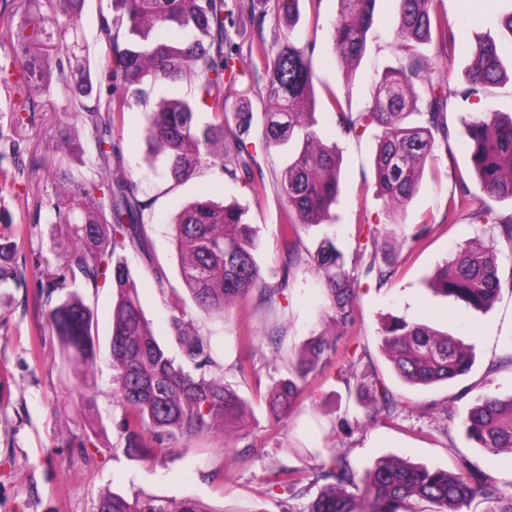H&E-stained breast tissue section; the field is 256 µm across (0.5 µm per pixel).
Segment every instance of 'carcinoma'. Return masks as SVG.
Listing matches in <instances>:
<instances>
[{
  "instance_id": "cac0c4a2",
  "label": "carcinoma",
  "mask_w": 512,
  "mask_h": 512,
  "mask_svg": "<svg viewBox=\"0 0 512 512\" xmlns=\"http://www.w3.org/2000/svg\"><path fill=\"white\" fill-rule=\"evenodd\" d=\"M37 14L7 18L14 50L22 59L31 102L50 93L56 83L68 90L66 107L88 128L95 151L90 176L74 175L64 167L76 149L68 131L57 133L53 170L57 186L48 197L35 196L36 210L46 207L64 233L52 237L50 250L58 267L37 263L28 275L36 280L48 307L38 312L57 338L61 357L89 365L98 336L93 309L69 285L80 283L96 293L112 288V408L117 440L111 450L136 460H148L189 446L215 430L238 428L248 404L224 384V363L216 358L213 331L203 332L184 304H174L169 330L180 358L154 336L141 305L136 278L126 253L136 254L152 270L157 288H173L157 261L147 224L153 219L150 200L139 196L115 136L125 113H146L145 144L153 161L174 183L187 181L201 167H214L224 179L247 189L259 200L267 194L261 163L273 149L288 147V163L276 177L273 190L284 202L279 233L283 273L268 283L258 261V228L244 219V210L208 199L187 204L173 219V244L179 257L181 284L196 308L224 323V315L241 303L271 308L288 290L293 270L314 268L329 299L333 332L320 336L275 382L266 401L269 418L280 425L304 399L316 375L336 355L339 342L351 354L339 369L350 392L365 393L370 418L392 421L406 410L403 400L378 380L358 373L365 357L359 352L355 291L358 267L382 287L393 280L399 266L379 244L381 231L368 226L361 233L358 256L346 261L329 238L315 250L303 241V231L325 224L339 189L340 155L337 145L322 141L315 127L316 41L294 34L299 0H111L112 13L101 15L99 36L106 46L108 94L93 93L94 76L87 59L71 51L78 42L77 20L85 0H41ZM330 43L336 59L360 63L367 47L377 0H338ZM434 0H400L394 40L396 65L388 68L370 93L366 107L352 110L349 98L330 87L324 94L341 135L360 140L379 130L373 160L381 198L402 208L416 194L427 160L439 142H448V89L434 67L423 61L419 47L436 41L450 56L461 48L475 60L464 86L454 96L464 100L485 91L505 77L504 59L512 48V8L500 19L501 38L460 42ZM274 20L270 34L266 21ZM158 80L189 81L192 100H152ZM247 82V92L266 97L272 107L256 116L239 100L229 105L226 86ZM210 114L202 125L195 108ZM416 114L418 124L406 119ZM263 138L250 140L256 120ZM469 160L481 197L512 198V120L504 123L489 111L464 125ZM466 182L459 195L448 198V217L470 203ZM19 243L15 235H0V286L20 283L26 273L16 266ZM435 293L475 308L490 306L501 291L496 251L481 242L458 250L434 274ZM382 349L397 375L410 386L449 383L467 375L473 366L470 348L446 332L405 318L388 323ZM81 406L93 421L90 431L75 441L79 453L90 456L96 447L91 435L102 415L95 409L93 384L84 380ZM469 440L491 455L512 454V396L485 394L477 398L462 420ZM279 481L291 499L310 498L302 512H463L474 500L487 504L485 512H512V492L479 464L461 456L448 469L415 466L390 457L359 476L349 451H334L313 467L277 466ZM96 512H214L192 498L142 494L126 497L112 492L99 496Z\"/></svg>"
}]
</instances>
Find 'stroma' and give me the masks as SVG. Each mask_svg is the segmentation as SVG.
<instances>
[{"mask_svg":"<svg viewBox=\"0 0 512 512\" xmlns=\"http://www.w3.org/2000/svg\"><path fill=\"white\" fill-rule=\"evenodd\" d=\"M453 29L466 31L469 39L498 37L497 16L512 9V0H438ZM111 0H86L77 25L79 42L97 78H104L106 47L99 40L101 15L109 13ZM338 13V0H321L317 26L301 25L302 35L317 43L316 74L320 83L349 95L354 109L364 108L370 92L385 68L392 64L393 32L399 0H377L366 52L355 70L344 68L329 46L331 22ZM64 94L53 88V105L35 123L18 124L25 94L18 77L0 79V135L17 138L19 171L15 186L7 188L9 216L21 239V255L33 262L49 257L50 237L56 228L48 214L37 215L20 205L18 197L28 189L53 190L40 163L51 155L54 130L64 127L81 148L68 159L74 174L89 173L94 158L88 132L69 111L58 108ZM493 110L512 117V80L504 79L482 96L461 101L450 98L448 125L452 135L439 144L425 167L419 189L403 209L387 206L377 196L373 176L375 139L366 132L360 141L343 139L335 117L325 104L315 111L317 127L326 143L342 150L340 193L333 208V226L312 227L303 234L307 246L325 235L334 237L345 257H352L367 225L387 228L385 247L401 266L396 278L384 287L360 278L356 299L360 344L366 350L361 366L372 371L407 409L395 421H373L355 394L328 369L312 384L307 396L278 428H271L265 395L273 379L285 375L284 363H271L266 338L275 325H282L283 351L297 356L315 336L330 332L329 302L321 277L303 267L290 277L284 308L266 309L241 305L231 309L224 329L214 337L215 348L226 367L224 380L248 400L249 438L264 450L263 456H243L225 449L220 435H212L189 450L150 460H133L109 453L116 441L112 421L109 351L111 288L86 294L85 301L97 317L98 351L94 363L96 402L103 415L104 430L98 452L83 458L69 445L82 435L88 423L77 404L80 380L62 361L58 342L49 330L40 329L35 305L39 288L34 281L0 288V512H95L99 495L116 492L202 500L219 512H283L289 494L276 483L275 469L320 463L335 448H346L358 471H365L387 456L400 457L429 468H448L459 456H467L502 485L512 484V454L492 456L469 441L461 426L474 399L491 393L512 395V368L500 366L512 353V287L503 286L490 308L478 310L436 294L430 287L434 273L466 243L479 239L493 244L502 279L512 278V246L498 235L496 220L512 217V199L489 201L493 222L473 219L461 211L456 219L447 214L448 198L458 193L460 182L474 184L468 163L462 121ZM145 115L126 113L119 142L122 154L142 198L152 200L153 220L149 235L158 262L171 282H178V259L172 243L171 222L179 211L196 199L217 203L238 201L247 210L246 219L260 229L258 260L268 282L281 276L279 222L283 203L276 193L254 199L243 188L225 183L215 169L198 171L188 181L171 185L160 177L146 157ZM429 234L413 241L418 225ZM137 273L140 300L153 332L168 342L171 295L156 288L151 271L129 256ZM392 316L423 320L470 346L475 363L468 375L450 383L412 387L395 373L382 346L384 322ZM253 366L248 376L235 373L238 358ZM224 468L223 484L207 480L216 466Z\"/></svg>","mask_w":512,"mask_h":512,"instance_id":"1","label":"stroma"}]
</instances>
